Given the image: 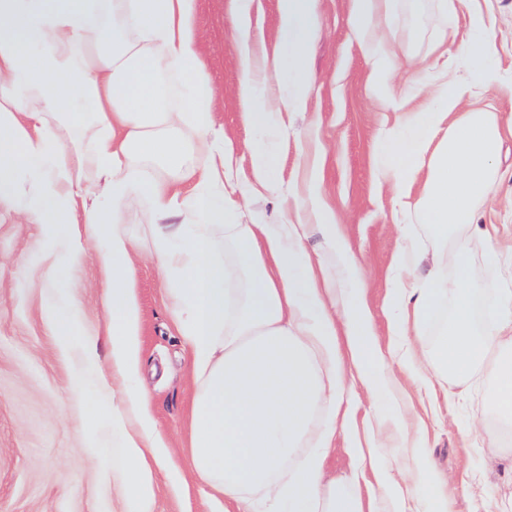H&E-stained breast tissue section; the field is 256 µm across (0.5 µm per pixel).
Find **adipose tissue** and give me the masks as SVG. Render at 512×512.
I'll return each instance as SVG.
<instances>
[{"mask_svg":"<svg viewBox=\"0 0 512 512\" xmlns=\"http://www.w3.org/2000/svg\"><path fill=\"white\" fill-rule=\"evenodd\" d=\"M389 4L349 0L382 101L394 77L384 36ZM250 9L251 0H230L237 93L248 125L280 131L282 113L307 95L305 48L317 33L318 0H278L279 52L270 62L252 48ZM201 67L194 0H0V197L16 195L24 181L40 182L18 214L44 225L48 243L65 254L72 224H86L103 259L109 365L98 360L96 338L75 334L65 266L49 265L40 288L61 347L80 339L86 379L112 375L109 438L119 453L121 512H156L153 473L171 464L139 380L141 316L130 277L138 240L131 225L116 221L125 199L138 193L150 200L153 257L189 350L186 465L201 493L223 497L224 512H412L414 491L424 487L422 512H453L448 477L431 467L422 441L401 438L413 465L396 476L354 442L345 481L326 478L325 457L363 399L411 384L434 402L447 377L464 382L480 369L491 381L487 407L512 422V289L491 299V322L480 324L467 274L443 277L438 257L406 237L394 261L399 313L390 335H420L446 297L454 302L429 352L401 349L391 370L363 284L337 287L324 259L305 250V224L237 223L254 186L277 192L278 177L264 141L254 139L247 144L254 184L225 186L233 143L214 132V90ZM427 68L434 79L400 96L415 109L375 145L386 161L391 215L401 220L414 204L439 238L463 224L497 235V225L477 221L512 138V121L482 104L499 82L492 40L470 33L459 52L441 51ZM463 69L472 70L470 82L459 78ZM167 74L184 78L180 103L168 98ZM316 194L309 186L295 205L311 212L335 259L356 274L351 248L315 206ZM319 410L329 414L322 425L314 420Z\"/></svg>","mask_w":512,"mask_h":512,"instance_id":"obj_1","label":"adipose tissue"}]
</instances>
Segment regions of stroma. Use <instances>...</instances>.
Segmentation results:
<instances>
[{"instance_id": "obj_1", "label": "stroma", "mask_w": 512, "mask_h": 512, "mask_svg": "<svg viewBox=\"0 0 512 512\" xmlns=\"http://www.w3.org/2000/svg\"><path fill=\"white\" fill-rule=\"evenodd\" d=\"M421 16L405 17L388 34L396 75L393 89L416 80L425 60L442 39L437 0H424ZM349 0H320L318 33L307 47L311 73L303 108L285 114L286 133H271L270 142L280 171V191L254 194L244 223L262 219L278 224L296 192L309 177H317L320 202L340 224L366 285L375 325L389 333V293L394 288L393 258L403 245L393 224L373 151L379 133L392 127L396 111L387 109L370 88V66L348 22ZM482 16L495 37L500 87L494 104L512 115V0H460L458 34L466 36L475 16ZM195 27L204 42L202 74L216 90V128L234 142L224 166L225 178L245 182L252 177V157L246 148L253 135L242 117L236 94L240 65L233 47L227 0H196ZM504 176L495 181L489 200L478 209L483 224L512 225V140L501 158ZM75 247L83 255L71 270L70 286L79 311L78 331L98 338L100 361H108V314L103 301V266L86 250L85 225L74 227ZM466 242L467 262L477 295L512 282V275L489 265L498 254L512 257V235L487 240L470 229L459 232ZM45 248V227L20 218L12 201L0 202V512H113L112 481L104 464H116L114 449L92 452L91 413L97 387H80L73 380L78 353H63L56 330L46 317L37 287L44 264L27 263ZM148 237L140 239V256L131 276L141 313V377L148 392L166 452L178 474H157V512H224L223 504L206 502L197 486L188 494L173 492L179 476L187 475L185 456L191 382L189 351L166 306L161 274L150 255ZM489 379L475 372L465 388L448 384V403L436 413L425 412L415 391L379 402L369 412L357 411L351 434L337 433L325 468L339 478L350 470L345 451L349 438L372 446L374 456L407 466L394 446L393 435L425 436L431 465L447 473L454 512H483L481 502L465 495L467 473L486 469L490 488L512 512V458L492 461L483 449L469 445L464 431L493 427L486 406ZM405 410L396 421L392 405Z\"/></svg>"}]
</instances>
